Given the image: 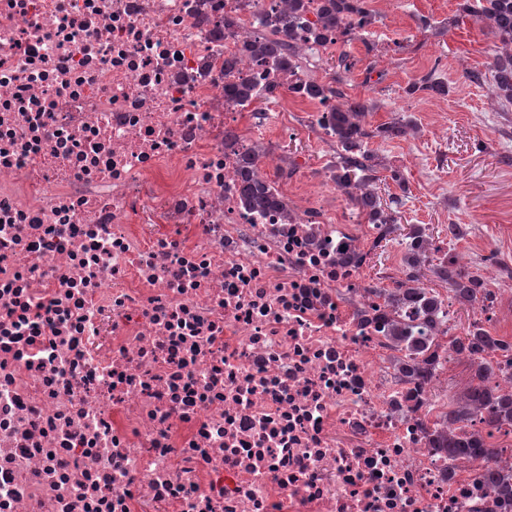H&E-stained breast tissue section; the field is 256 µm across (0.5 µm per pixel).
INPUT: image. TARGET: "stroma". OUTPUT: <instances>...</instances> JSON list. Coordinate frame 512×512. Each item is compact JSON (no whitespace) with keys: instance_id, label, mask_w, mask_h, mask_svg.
Listing matches in <instances>:
<instances>
[{"instance_id":"35a3bbf8","label":"stroma","mask_w":512,"mask_h":512,"mask_svg":"<svg viewBox=\"0 0 512 512\" xmlns=\"http://www.w3.org/2000/svg\"><path fill=\"white\" fill-rule=\"evenodd\" d=\"M458 0H372L376 20L363 38L330 49L306 64L309 76L330 81L340 52H348L355 68L344 74L343 89L369 100V127L409 120L416 133L404 139H372L382 164L404 173L409 192L398 208L399 229L376 249L368 264L378 287L402 279L404 242L412 225L421 224L441 237L444 251L461 266L479 271L487 282L512 289V106H501L493 89L490 64L494 40L475 17H458ZM427 17L429 30L418 29L416 17ZM405 50H396V42ZM382 73L381 82L367 72ZM448 82L444 98L426 94L406 97L409 82L426 72ZM469 71L481 83L466 79ZM292 135L281 139L278 158L265 165L268 180L280 182L295 170L312 186L329 182L336 157L334 142L320 134L306 102L289 103ZM451 224H467L461 241L446 237Z\"/></svg>"}]
</instances>
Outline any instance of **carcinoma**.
I'll return each mask as SVG.
<instances>
[{
  "label": "carcinoma",
  "mask_w": 512,
  "mask_h": 512,
  "mask_svg": "<svg viewBox=\"0 0 512 512\" xmlns=\"http://www.w3.org/2000/svg\"><path fill=\"white\" fill-rule=\"evenodd\" d=\"M287 7L276 17L273 37L259 36L246 43L243 51L253 55L270 69L286 70L290 73L300 69L302 42L332 44L336 41L351 42L367 32L374 22L375 11L370 0H320L315 7L316 20L304 27L299 34V21L306 16L311 0H286ZM458 13L461 16L477 14L478 22L484 24L498 40L492 65V79L498 98L512 105V0H480L479 10H474L470 0H460ZM354 66L350 57L342 53L337 58L333 82L324 83L308 77L288 87V92L305 100L328 104L335 99L338 104L322 116L320 126L327 134L336 138L337 161L332 165V179L343 189L354 203L357 211L370 224L382 227L381 234L372 248L396 230L397 219L393 207L400 205L401 198H391L385 205L377 192L378 155L370 148L376 137L395 139L405 136L413 123L394 121L373 129L364 119L369 106L361 99L350 98L340 88L342 73ZM258 83L251 78L224 85V93L234 99L251 97ZM418 91H428L438 96L448 95V84L431 71L411 82L405 89L409 96ZM263 152L255 148L241 160L239 177L241 193L246 204L258 210H288L278 191L263 176L260 159ZM404 278L397 281L393 292L386 295V303L393 310L403 307L415 309L430 317L438 314L440 301L432 288L422 286L424 267H429L441 282L448 285L449 292L472 306L480 305L483 311L493 309L496 294L487 288L484 278L456 265L451 257H444L437 264L432 255L441 251L434 245L426 228L415 227L405 242ZM389 340L404 346L411 355L410 361L401 366L409 381L424 378L422 365L437 361L442 347L440 337L431 336L420 342L410 336H391ZM453 352L470 358L474 363L473 379L476 384L469 387L461 397L456 409L448 412V419L434 432V441L448 452V456L473 462L479 458L501 457L506 450L489 444L486 438L506 427L512 429V390L492 385L493 375L512 376V341L503 336H493L486 327L472 321L464 335L449 342ZM486 478L497 483L512 498V463L504 460L497 472L486 471Z\"/></svg>",
  "instance_id": "obj_1"
}]
</instances>
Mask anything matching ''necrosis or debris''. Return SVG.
<instances>
[{
	"mask_svg": "<svg viewBox=\"0 0 512 512\" xmlns=\"http://www.w3.org/2000/svg\"><path fill=\"white\" fill-rule=\"evenodd\" d=\"M283 4L0 0V512H512L386 365L378 227L239 198Z\"/></svg>",
	"mask_w": 512,
	"mask_h": 512,
	"instance_id": "1",
	"label": "necrosis or debris"
}]
</instances>
